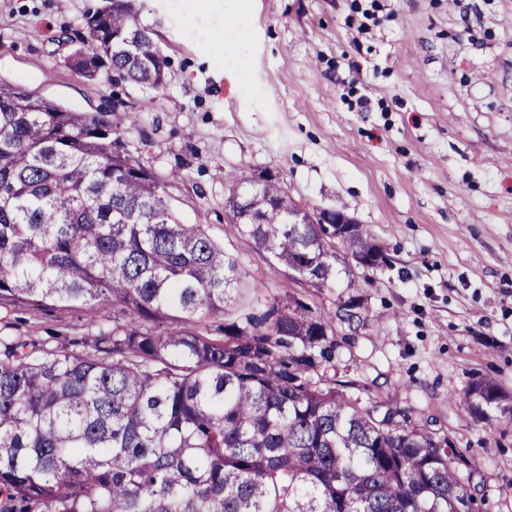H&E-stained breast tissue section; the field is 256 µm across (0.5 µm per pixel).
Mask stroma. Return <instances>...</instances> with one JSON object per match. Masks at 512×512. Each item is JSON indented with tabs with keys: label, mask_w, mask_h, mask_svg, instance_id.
<instances>
[{
	"label": "stroma",
	"mask_w": 512,
	"mask_h": 512,
	"mask_svg": "<svg viewBox=\"0 0 512 512\" xmlns=\"http://www.w3.org/2000/svg\"><path fill=\"white\" fill-rule=\"evenodd\" d=\"M101 4L0 0V79L135 113L127 150L237 261L243 307L291 296L330 312L358 296L384 313L341 345L337 380L469 449L482 512H512V426L454 405L480 377L512 392V0H133L167 60L159 90L71 69L58 38ZM264 172L299 206L367 226L386 263L322 290L278 265L225 207ZM90 317L0 308V333L79 350Z\"/></svg>",
	"instance_id": "obj_1"
}]
</instances>
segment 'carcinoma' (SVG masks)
<instances>
[{"mask_svg":"<svg viewBox=\"0 0 512 512\" xmlns=\"http://www.w3.org/2000/svg\"><path fill=\"white\" fill-rule=\"evenodd\" d=\"M82 76L161 89L166 59L128 0L71 40ZM129 112H75L0 81V304L112 309L94 345L0 336V495L13 512H478L467 451L393 400L327 375L379 319L350 297L322 313L274 297L232 309L236 261L175 215L128 152ZM242 234L313 288L349 255L380 265L277 179L228 201ZM456 407L512 423V394L473 381Z\"/></svg>","mask_w":512,"mask_h":512,"instance_id":"carcinoma-1","label":"carcinoma"}]
</instances>
